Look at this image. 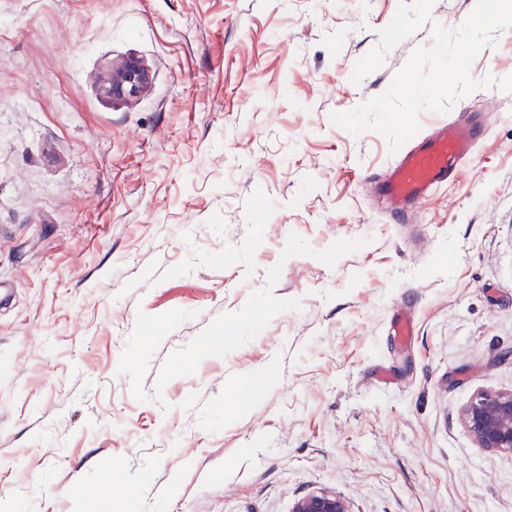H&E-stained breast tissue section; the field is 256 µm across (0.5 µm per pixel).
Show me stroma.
<instances>
[{
  "label": "stroma",
  "instance_id": "obj_1",
  "mask_svg": "<svg viewBox=\"0 0 512 512\" xmlns=\"http://www.w3.org/2000/svg\"><path fill=\"white\" fill-rule=\"evenodd\" d=\"M510 389L512 0H0V512H512ZM151 72L138 57L128 56L97 77L102 94L112 101H124L140 96L150 85ZM479 128L457 120L440 121L406 149L375 192L400 224L409 222L428 198L464 172ZM461 421L477 448L512 455V390L477 393ZM292 512H352L347 498L336 494H309L299 498Z\"/></svg>",
  "mask_w": 512,
  "mask_h": 512
}]
</instances>
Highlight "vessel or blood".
<instances>
[{
    "instance_id": "1",
    "label": "vessel or blood",
    "mask_w": 512,
    "mask_h": 512,
    "mask_svg": "<svg viewBox=\"0 0 512 512\" xmlns=\"http://www.w3.org/2000/svg\"><path fill=\"white\" fill-rule=\"evenodd\" d=\"M476 126L441 121L406 149L375 191L399 223L409 222L421 205L464 172L478 141Z\"/></svg>"
}]
</instances>
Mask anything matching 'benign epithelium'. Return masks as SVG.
I'll use <instances>...</instances> for the list:
<instances>
[{
  "label": "benign epithelium",
  "instance_id": "7a95c632",
  "mask_svg": "<svg viewBox=\"0 0 512 512\" xmlns=\"http://www.w3.org/2000/svg\"><path fill=\"white\" fill-rule=\"evenodd\" d=\"M151 72L135 56H128L97 77L102 94L114 101L135 99L150 85ZM461 421L476 447L512 455V390L481 391L461 413ZM292 512H351L347 498L309 494L299 498Z\"/></svg>",
  "mask_w": 512,
  "mask_h": 512
}]
</instances>
